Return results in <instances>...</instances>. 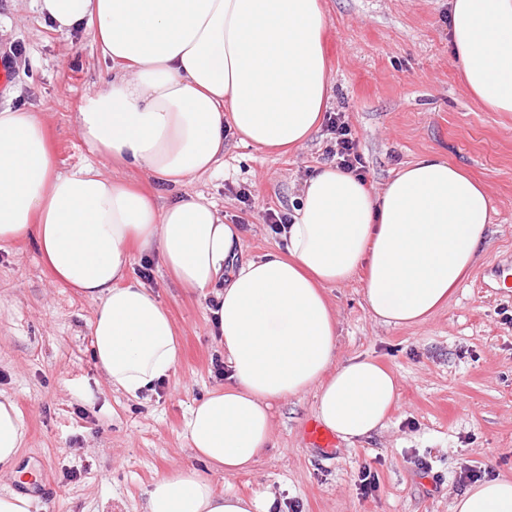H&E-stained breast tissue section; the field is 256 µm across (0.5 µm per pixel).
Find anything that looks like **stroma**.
Masks as SVG:
<instances>
[{"label":"stroma","mask_w":512,"mask_h":512,"mask_svg":"<svg viewBox=\"0 0 512 512\" xmlns=\"http://www.w3.org/2000/svg\"><path fill=\"white\" fill-rule=\"evenodd\" d=\"M332 91L326 109L346 113L382 189L405 164L436 154L485 185L493 211L484 252L447 306L413 327L369 315L359 280L331 286L341 356L370 354L399 378L385 427L356 444L309 447L313 395L274 409V445L249 473L218 489L270 491L269 512H452L470 474H512V294L496 267H512V113L490 112L468 93L449 46V0H323ZM11 55L0 108L41 114L58 168L94 164L151 190L145 172L97 154L80 135L84 97L103 86L107 64L81 33L44 23L32 0H0V57ZM319 128L284 155L228 139L213 172L186 193L214 201L244 227L243 258L280 246L270 211L291 212L301 184L327 161ZM247 198H240V191ZM183 338L176 373L154 392L112 390L92 351L95 302L54 281L30 239L0 242V391L16 402L27 433L20 470L38 474V502L53 512H146V492L190 451L180 435L188 407L219 385L209 300L182 288L158 261L136 260ZM376 488L358 489L362 468Z\"/></svg>","instance_id":"stroma-1"}]
</instances>
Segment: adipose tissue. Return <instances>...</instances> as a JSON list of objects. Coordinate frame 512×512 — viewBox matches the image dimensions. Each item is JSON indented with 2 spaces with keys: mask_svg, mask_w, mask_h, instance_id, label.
I'll use <instances>...</instances> for the list:
<instances>
[{
  "mask_svg": "<svg viewBox=\"0 0 512 512\" xmlns=\"http://www.w3.org/2000/svg\"><path fill=\"white\" fill-rule=\"evenodd\" d=\"M34 5L111 63L80 106L84 141L164 190L214 170L230 135L268 150L302 147L330 97L321 0ZM450 25L469 92L490 111L512 112V0H450ZM299 201L283 248L244 260L242 226L225 223L214 202L188 194L163 203L90 165L58 171L39 114L0 110V242L34 238L52 278L96 302L93 353L113 390L153 392L181 356L168 310L131 273L135 254L213 296L224 383L185 413L191 460L154 479L146 512H266V494L220 493L214 478L254 469L285 398L314 394L317 419L351 444L383 429L399 380L376 357L340 358L326 288L363 274L376 322L423 324L469 276L490 222L485 186L438 155L408 164L377 193L323 164ZM24 435L0 391V480L17 478ZM452 512H512V476L469 485Z\"/></svg>",
  "mask_w": 512,
  "mask_h": 512,
  "instance_id": "1",
  "label": "adipose tissue"
}]
</instances>
